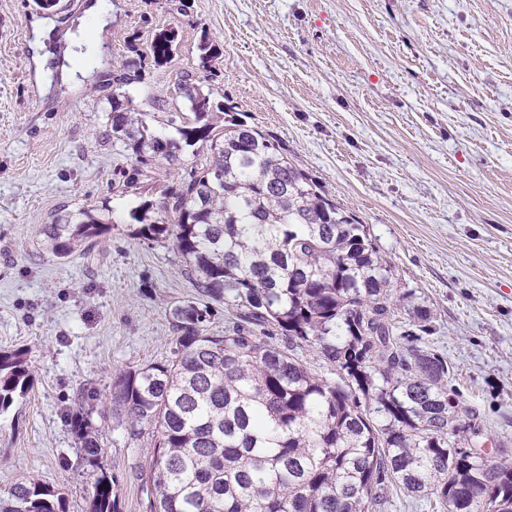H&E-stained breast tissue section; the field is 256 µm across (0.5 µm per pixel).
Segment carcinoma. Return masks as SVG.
Returning a JSON list of instances; mask_svg holds the SVG:
<instances>
[{
  "instance_id": "cac0c4a2",
  "label": "carcinoma",
  "mask_w": 512,
  "mask_h": 512,
  "mask_svg": "<svg viewBox=\"0 0 512 512\" xmlns=\"http://www.w3.org/2000/svg\"><path fill=\"white\" fill-rule=\"evenodd\" d=\"M172 27L151 46L167 62ZM199 65L221 50L203 34ZM193 121L172 136L140 112L112 108V138L145 164L207 151L190 179L129 215L132 234L170 241L204 304L171 309L170 359L116 375L113 398L135 430L154 426L144 478L145 512H378L388 491L436 498L448 512H512V463L470 451L476 424L461 410L448 357L425 347L432 313L412 307L399 320L392 265L364 225L292 164L274 138L250 128L235 107L215 102L185 75L179 84ZM79 223L43 227L65 260L109 231L94 209ZM233 319L224 335L203 324L212 304ZM279 330L286 345L270 341ZM307 347L336 378L307 366ZM21 349L0 351V414L28 393ZM77 396L72 427L88 465L99 469L89 512H118L103 448ZM0 512H65L62 497L32 476L0 497Z\"/></svg>"
}]
</instances>
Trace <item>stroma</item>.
I'll return each instance as SVG.
<instances>
[{
  "label": "stroma",
  "instance_id": "stroma-1",
  "mask_svg": "<svg viewBox=\"0 0 512 512\" xmlns=\"http://www.w3.org/2000/svg\"><path fill=\"white\" fill-rule=\"evenodd\" d=\"M166 27L178 38L158 66ZM205 33L224 46L208 74ZM132 61L127 96L149 125L188 115L175 86L192 73L354 213L398 291L432 311L426 342L484 452L512 462V0H0V350H25L32 373L0 417V493L33 476L88 512L97 473L67 423L81 395L120 512H144L154 437L128 427L112 383L170 358L168 310L201 295L171 243L129 230L120 179L137 158L107 115ZM205 158H156L139 185L161 199ZM84 208L110 231L56 258L43 225ZM177 35V31L172 27L162 29L156 34L151 46V53L156 64L167 63L170 59Z\"/></svg>",
  "mask_w": 512,
  "mask_h": 512
}]
</instances>
